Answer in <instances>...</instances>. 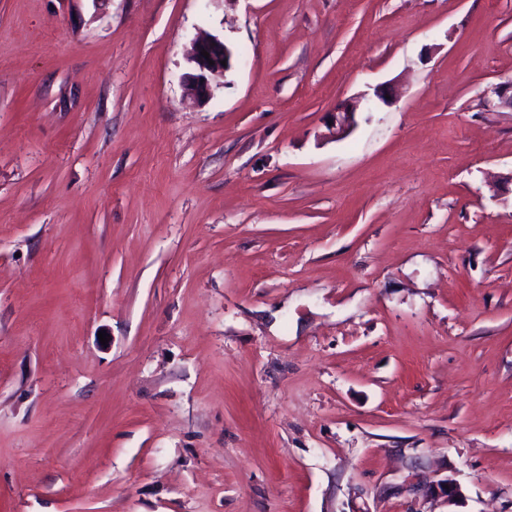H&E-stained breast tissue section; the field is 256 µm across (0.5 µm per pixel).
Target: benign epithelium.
Instances as JSON below:
<instances>
[{"label": "benign epithelium", "mask_w": 512, "mask_h": 512, "mask_svg": "<svg viewBox=\"0 0 512 512\" xmlns=\"http://www.w3.org/2000/svg\"><path fill=\"white\" fill-rule=\"evenodd\" d=\"M207 51L209 57L201 55ZM234 59L233 50L218 36H205L194 40L191 52L187 58L189 71L183 76V86L187 95L199 103L207 102L213 94L214 88L221 85L220 79L232 68ZM214 64H209V61ZM226 64H221V61ZM359 104L346 103L336 107L335 129L336 137L341 138L348 134L355 125V113Z\"/></svg>", "instance_id": "obj_1"}]
</instances>
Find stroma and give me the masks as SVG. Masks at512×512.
<instances>
[{
  "label": "stroma",
  "mask_w": 512,
  "mask_h": 512,
  "mask_svg": "<svg viewBox=\"0 0 512 512\" xmlns=\"http://www.w3.org/2000/svg\"><path fill=\"white\" fill-rule=\"evenodd\" d=\"M509 82L512 0H0V512H512ZM209 53L214 65L201 55V51ZM233 50L218 36H205L194 40L191 52L187 58L189 71L183 76V86L187 95L199 103L208 102L214 88L223 84L220 79L232 68ZM226 60V65L221 61ZM359 104L346 103L336 107L332 112L335 116L336 138H341L348 134L355 125V113L358 111ZM336 112V113H334Z\"/></svg>",
  "instance_id": "obj_1"
}]
</instances>
